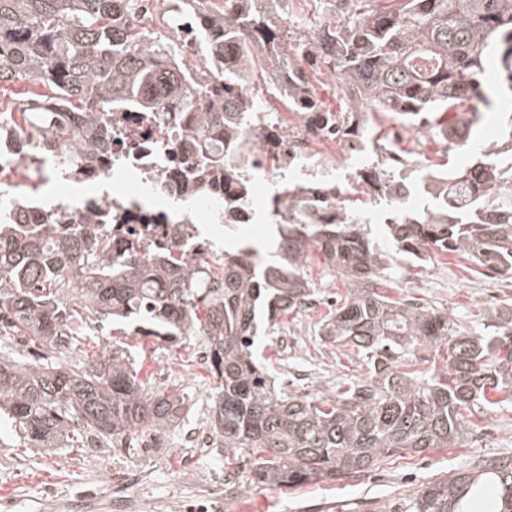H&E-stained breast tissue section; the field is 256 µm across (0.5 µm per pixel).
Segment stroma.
Here are the masks:
<instances>
[{
	"label": "stroma",
	"instance_id": "35a3bbf8",
	"mask_svg": "<svg viewBox=\"0 0 512 512\" xmlns=\"http://www.w3.org/2000/svg\"><path fill=\"white\" fill-rule=\"evenodd\" d=\"M306 270L317 302L278 317L255 348L285 392L328 396L337 382L365 377L368 368L354 348L319 336L321 322L351 282L317 253ZM490 277L495 286L488 289ZM375 284L392 298L437 306L471 330L480 329L490 302L512 300L511 277L491 276L459 254L424 262L395 257ZM114 352L127 356L146 386L184 392L180 419L163 435L137 434L132 448L91 439L52 453L16 447L9 425L0 423V512H71L77 502L84 512H115L119 491L126 496L125 512H409L427 483L483 457L512 456L509 405L475 416L473 435L457 448L407 451L360 474L262 487L252 481L249 453L198 442L209 430L216 387L200 337L168 342L93 329L60 360L76 364Z\"/></svg>",
	"mask_w": 512,
	"mask_h": 512
}]
</instances>
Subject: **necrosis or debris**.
<instances>
[{
  "label": "necrosis or debris",
  "instance_id": "1",
  "mask_svg": "<svg viewBox=\"0 0 512 512\" xmlns=\"http://www.w3.org/2000/svg\"><path fill=\"white\" fill-rule=\"evenodd\" d=\"M120 118L122 134L112 141L111 161L94 165L86 175L89 190L64 205L61 216L66 224L92 217L116 248L128 237L145 234L189 257L211 252L215 239L235 232L239 225L281 223V211L268 201L288 181L305 185L311 211L331 213L334 201L322 191L326 181L357 183L391 155L389 143L370 136L365 113L338 117L260 106L241 117L238 137L224 141L225 149L245 158L248 204L238 203V184L231 181L216 195L194 197L174 211L152 204L150 198L158 189L181 186L193 175V164L179 157L182 128L191 113L172 108L148 119L129 111ZM431 141L428 133L418 137L410 158L401 161L395 179L387 184L385 194L394 213L415 208L420 190L447 188V180L435 179L424 169V149Z\"/></svg>",
  "mask_w": 512,
  "mask_h": 512
}]
</instances>
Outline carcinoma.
Returning a JSON list of instances; mask_svg holds the SVG:
<instances>
[{"mask_svg":"<svg viewBox=\"0 0 512 512\" xmlns=\"http://www.w3.org/2000/svg\"><path fill=\"white\" fill-rule=\"evenodd\" d=\"M149 0H0V88L33 85L41 94L0 98V125L16 141H40L45 158L63 154L75 174L112 154V114L193 113L182 134L195 155V194L241 167L221 139L240 112L253 111L247 92L256 62L271 68L273 96L288 108L321 112L314 80L329 70L348 95V112H370L426 125L452 113L448 133L469 137L479 106L512 100V0H315L322 20L299 43L288 30L302 18L285 0H181L187 27L205 45L208 71L188 76L172 46L145 26ZM238 45L226 62L225 46ZM58 102L65 112L47 104ZM512 113H501L497 139L475 159L448 169V191L473 184V196L429 218L388 224L395 251L413 260L433 253L469 257L512 278ZM306 187L290 183L281 201L275 259L248 249L224 257L176 259L142 237L112 250L92 219L56 224L0 221V328L49 355L24 360L0 353V418L27 448L51 452L90 436L121 439L164 433L185 397L148 392L122 354L67 366L54 360L88 321L120 323L130 334L177 341L202 336L219 382L210 428L224 447L254 457L253 482L296 485L362 473L402 450L456 448L469 439L468 414L512 404V303L490 308L470 332L434 307L398 301L375 288H355L320 326V335L357 349L368 376L334 397L284 393L257 363L260 325L315 296L305 275L320 253L352 282L372 281L391 254L381 249L359 210L340 203L321 222L308 209ZM445 359L422 370L419 353ZM269 456L262 457V454ZM483 498L486 512H512V457H487L423 486L410 512H468Z\"/></svg>","mask_w":512,"mask_h":512,"instance_id":"1","label":"carcinoma"}]
</instances>
